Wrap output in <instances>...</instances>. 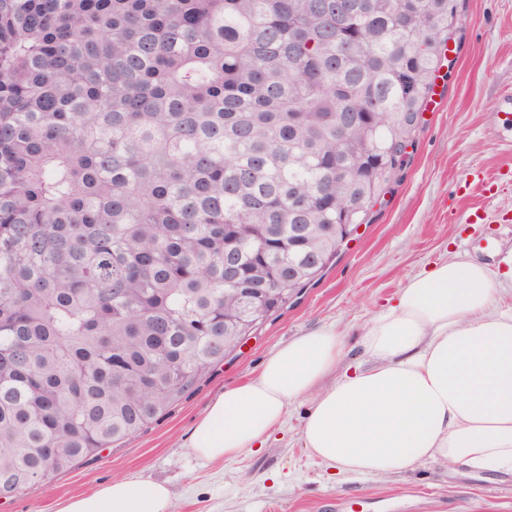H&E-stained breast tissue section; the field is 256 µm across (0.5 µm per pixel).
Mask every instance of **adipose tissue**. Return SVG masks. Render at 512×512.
Masks as SVG:
<instances>
[{
	"mask_svg": "<svg viewBox=\"0 0 512 512\" xmlns=\"http://www.w3.org/2000/svg\"><path fill=\"white\" fill-rule=\"evenodd\" d=\"M498 279L459 252L429 265L366 322L364 359L341 375L338 328L288 340L207 406L191 453L240 457L267 441L290 403L308 398L301 438L330 472L381 478L428 461L512 471V310L500 308ZM171 501L167 485L127 476L58 512H170Z\"/></svg>",
	"mask_w": 512,
	"mask_h": 512,
	"instance_id": "obj_1",
	"label": "adipose tissue"
}]
</instances>
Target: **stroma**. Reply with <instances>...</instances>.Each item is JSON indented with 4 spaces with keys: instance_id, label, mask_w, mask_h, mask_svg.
I'll list each match as a JSON object with an SVG mask.
<instances>
[{
    "instance_id": "stroma-1",
    "label": "stroma",
    "mask_w": 512,
    "mask_h": 512,
    "mask_svg": "<svg viewBox=\"0 0 512 512\" xmlns=\"http://www.w3.org/2000/svg\"><path fill=\"white\" fill-rule=\"evenodd\" d=\"M450 69L441 70L399 178L370 221L316 281L274 314L191 393L147 429L51 479L0 512H57L71 497L137 476L172 488L170 512H512V472L429 462L384 478L338 475L310 457L301 430L310 401L257 450L228 461L194 457L188 444L207 404L252 378L282 343L324 325L359 333L399 288L449 249L495 266L512 257V0H459Z\"/></svg>"
}]
</instances>
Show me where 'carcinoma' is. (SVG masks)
I'll list each match as a JSON object with an SVG mask.
<instances>
[{
    "label": "carcinoma",
    "instance_id": "1",
    "mask_svg": "<svg viewBox=\"0 0 512 512\" xmlns=\"http://www.w3.org/2000/svg\"><path fill=\"white\" fill-rule=\"evenodd\" d=\"M457 10L0 0V477L148 427L323 273L351 236L326 225L397 180Z\"/></svg>",
    "mask_w": 512,
    "mask_h": 512
}]
</instances>
